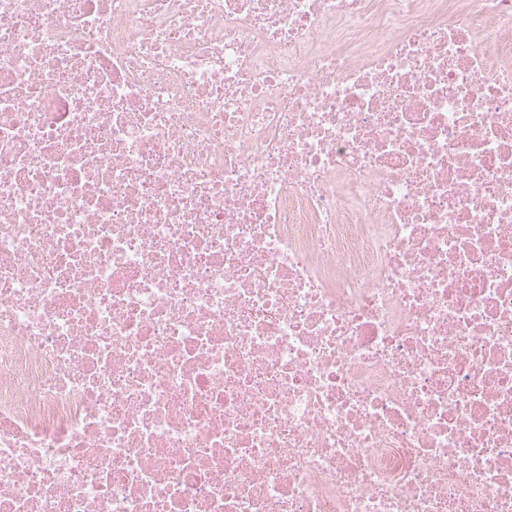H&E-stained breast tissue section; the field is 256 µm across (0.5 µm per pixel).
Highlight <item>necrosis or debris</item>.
Here are the masks:
<instances>
[{"label": "necrosis or debris", "instance_id": "4bbe7bcc", "mask_svg": "<svg viewBox=\"0 0 512 512\" xmlns=\"http://www.w3.org/2000/svg\"><path fill=\"white\" fill-rule=\"evenodd\" d=\"M0 512H512V0H0Z\"/></svg>", "mask_w": 512, "mask_h": 512}]
</instances>
